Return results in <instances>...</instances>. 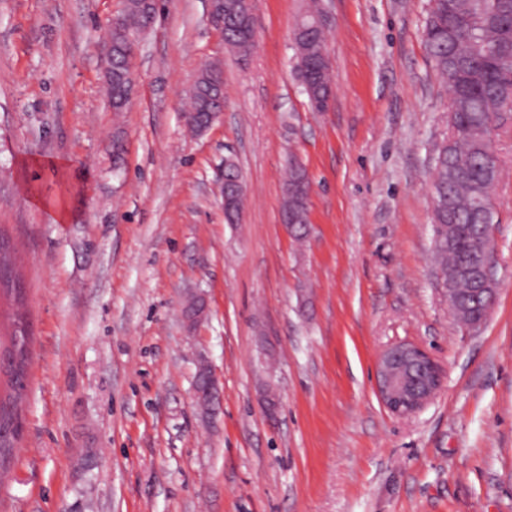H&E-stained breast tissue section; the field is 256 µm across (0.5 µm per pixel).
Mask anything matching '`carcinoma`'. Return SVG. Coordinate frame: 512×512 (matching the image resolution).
<instances>
[{"instance_id":"obj_1","label":"carcinoma","mask_w":512,"mask_h":512,"mask_svg":"<svg viewBox=\"0 0 512 512\" xmlns=\"http://www.w3.org/2000/svg\"><path fill=\"white\" fill-rule=\"evenodd\" d=\"M224 42L235 52L251 47L242 35L244 0H223ZM425 46L448 88L455 125L452 141L433 159L434 257L439 284L448 289L455 319L476 326L486 317L494 291L480 267V248L496 224L493 189L499 172L486 155L491 115L512 112V0H430ZM154 0H127L122 21L112 28L121 45L131 32L152 26ZM297 76L307 98L318 100L332 85L326 34L312 30L298 37ZM219 66L206 65L188 90V125L207 127L216 111ZM29 324L16 314L11 332L0 335V351L30 349ZM27 389L20 372L0 371V476L22 433L21 401Z\"/></svg>"}]
</instances>
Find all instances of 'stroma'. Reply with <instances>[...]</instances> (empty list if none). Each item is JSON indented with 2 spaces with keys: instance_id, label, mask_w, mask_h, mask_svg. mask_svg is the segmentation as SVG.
Listing matches in <instances>:
<instances>
[{
  "instance_id": "1",
  "label": "stroma",
  "mask_w": 512,
  "mask_h": 512,
  "mask_svg": "<svg viewBox=\"0 0 512 512\" xmlns=\"http://www.w3.org/2000/svg\"><path fill=\"white\" fill-rule=\"evenodd\" d=\"M304 6L254 0L244 62L207 0H163L116 112L105 45L124 0H0V235L24 290L0 313L32 336L0 512H512V113L492 139L496 295L467 328L434 277L448 91L425 49L429 0H321L326 112L295 70ZM213 59L224 113L193 136L186 89ZM292 155L311 181L301 241L281 217ZM193 293L207 309L189 331ZM399 341L444 371L408 416L377 391ZM202 357L212 419L193 398Z\"/></svg>"
}]
</instances>
